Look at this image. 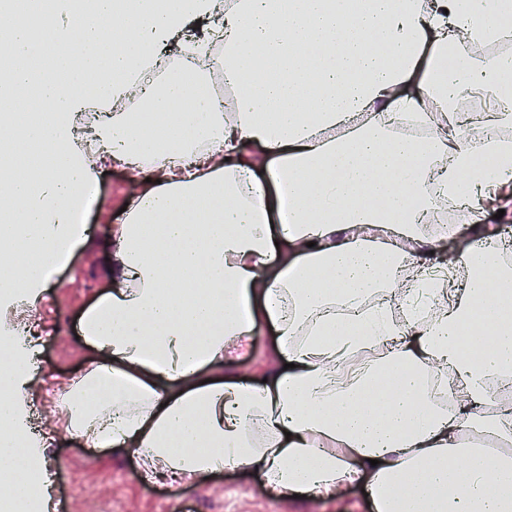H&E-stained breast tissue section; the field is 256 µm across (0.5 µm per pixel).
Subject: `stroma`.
<instances>
[{
	"label": "stroma",
	"mask_w": 512,
	"mask_h": 512,
	"mask_svg": "<svg viewBox=\"0 0 512 512\" xmlns=\"http://www.w3.org/2000/svg\"><path fill=\"white\" fill-rule=\"evenodd\" d=\"M138 188L125 169L109 166L99 181L100 202L90 209L89 241L75 252L56 275L40 306L42 332L35 345L36 385L43 391L26 403V428L38 435L47 459L43 469L51 481V512H373L368 488L357 484L329 499H284L261 489L260 477L247 470L227 471L180 486L147 483L134 455L99 450L66 434L50 431L53 395L44 386L52 377L66 376L91 364L93 352L78 337L83 309L111 287L101 270V244L120 221L119 202ZM502 218L486 215L481 221L459 225L456 234L439 243L440 256L462 251L475 243L512 249V190L498 203ZM278 335L272 324H261L254 336L255 352L238 358L235 372L257 375L279 367L275 358Z\"/></svg>",
	"instance_id": "obj_1"
}]
</instances>
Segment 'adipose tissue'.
Segmentation results:
<instances>
[{"label": "adipose tissue", "mask_w": 512, "mask_h": 512, "mask_svg": "<svg viewBox=\"0 0 512 512\" xmlns=\"http://www.w3.org/2000/svg\"><path fill=\"white\" fill-rule=\"evenodd\" d=\"M216 0H88L58 10L57 65L81 61L72 85L33 77L23 61L42 49L34 31L0 13L14 67L0 76L5 149L38 144L39 167L9 180L16 207L0 224V325L16 330L0 378V500L49 501V481L27 477L14 444L18 410L33 397L34 317L64 255L85 247L71 216L87 204L102 164L140 184L105 246L112 289L83 313L79 331L96 363L54 384L51 427L98 448L136 455L146 479L190 483L254 469L284 498H330L362 482L375 512H512V454L487 459L469 433L512 440V415L491 407L492 382L512 377V270L484 272L497 252L473 246L449 264L416 234L434 196L454 193L483 210L512 181V144L460 129L463 89L492 96L512 124V63L460 53L504 27L486 0H233L213 33L222 55L208 66L236 88L233 111L213 108L199 72L140 91L135 74L189 23L215 16ZM80 23L79 41L66 37ZM274 75H267L269 60ZM38 84L47 113L14 127ZM141 95L166 140L143 134L115 106ZM104 121L92 154L74 116L88 100ZM190 100L196 112L175 111ZM425 140L393 134L404 113ZM493 171L465 180L477 157ZM291 218L282 220V191ZM39 262L12 259L17 242ZM468 273L447 297L455 269ZM349 314L337 318L331 304ZM274 324L288 369L265 380L231 372L260 322ZM390 340L384 360L356 352ZM452 376L446 411L425 376Z\"/></svg>", "instance_id": "ef3b65f1"}]
</instances>
